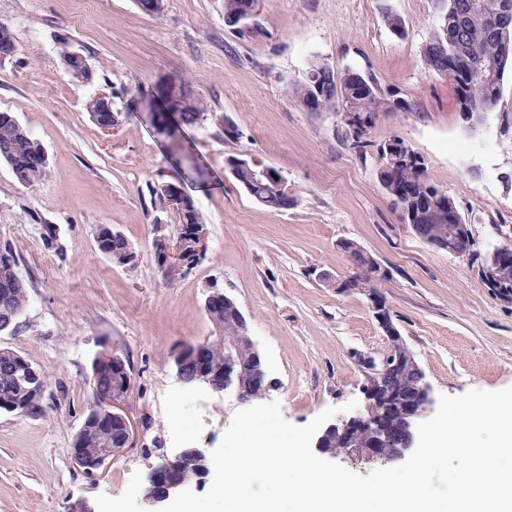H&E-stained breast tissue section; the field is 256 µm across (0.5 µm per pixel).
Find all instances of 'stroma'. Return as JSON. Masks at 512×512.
I'll return each instance as SVG.
<instances>
[{
  "label": "stroma",
  "instance_id": "stroma-1",
  "mask_svg": "<svg viewBox=\"0 0 512 512\" xmlns=\"http://www.w3.org/2000/svg\"><path fill=\"white\" fill-rule=\"evenodd\" d=\"M398 14L403 35L386 26ZM257 26L224 23V0H167L159 15L136 0H0V22L17 36L0 59V112L43 146L45 180L24 185L0 161V243L11 242L30 302L0 347L24 353L52 376L38 417L0 412V512H142L159 452H205L219 444L240 406L176 376L174 355L210 336L209 284L246 318L283 417L297 426L329 407L363 401L364 360L390 341L367 292H339L352 272L341 240L357 242L386 273L377 292L425 373L433 398L512 386V304L479 280L475 264L438 251L404 224L378 179L377 145L397 135L420 152L428 175L454 200L477 256L512 229V69L495 112L467 130L448 80L421 51L439 23L434 0H259ZM91 65V83L63 72L61 45ZM371 75L400 90L410 111L380 113L357 149L336 109L307 112L292 88L312 62ZM187 79L207 112L227 116L239 137L207 119L174 136L159 133L150 94ZM106 94L119 122L104 132L85 110ZM275 168L294 199L276 211L255 201L225 165L227 150ZM193 156L201 169L183 185L208 231L192 273L167 284L151 239L177 222L151 197L180 183ZM54 225V242L42 236ZM119 230L137 254L129 269L99 252V226ZM105 349L127 357L125 408L138 423L130 446L97 479L71 458L92 402L91 366ZM198 412L195 431L177 416Z\"/></svg>",
  "mask_w": 512,
  "mask_h": 512
}]
</instances>
